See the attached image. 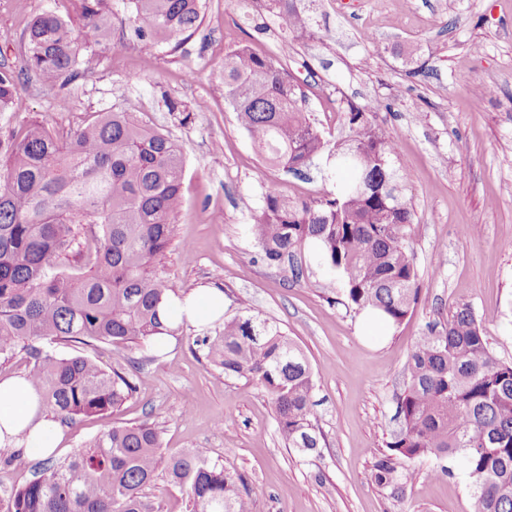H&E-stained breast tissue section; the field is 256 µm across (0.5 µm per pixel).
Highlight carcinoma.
<instances>
[{"label":"carcinoma","instance_id":"cac0c4a2","mask_svg":"<svg viewBox=\"0 0 512 512\" xmlns=\"http://www.w3.org/2000/svg\"><path fill=\"white\" fill-rule=\"evenodd\" d=\"M286 31L310 26L298 0H265ZM134 35L175 54L203 24L202 0H128ZM81 30L54 12L27 30L22 69L55 86L96 64L84 49L105 42L109 0H79ZM19 73L0 68V114ZM224 98L264 162L300 172L329 143L304 112L305 94L271 56L239 44L224 54ZM374 106L350 104L346 137L332 150L336 192L292 201L264 196L253 231L264 259L279 263L314 244L320 264L343 284L348 304L399 324L420 299L407 245L414 213L397 190L395 144L372 120ZM184 149L139 118L138 102L100 112L66 134L34 122L0 141V365L27 355L42 408L61 423L103 416L137 389L122 364L104 369L78 353L58 357L40 343L149 346L166 330L158 306L174 289L155 272L183 207ZM226 377H244L271 396L290 448H318L314 380L302 349L273 321L223 322L200 339ZM401 428L371 479L395 495L416 478L404 460L429 457L434 475L459 468L471 479V512H512V363L491 352L472 309L457 308L417 340L398 396ZM164 469L186 494V512H252L241 479L205 448L164 451L161 431L142 421L112 427L64 460L46 459L25 486L0 499L3 512H161L152 496Z\"/></svg>","mask_w":512,"mask_h":512}]
</instances>
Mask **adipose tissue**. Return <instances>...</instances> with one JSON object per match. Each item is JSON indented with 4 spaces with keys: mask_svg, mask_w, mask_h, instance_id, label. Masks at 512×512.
<instances>
[{
    "mask_svg": "<svg viewBox=\"0 0 512 512\" xmlns=\"http://www.w3.org/2000/svg\"><path fill=\"white\" fill-rule=\"evenodd\" d=\"M160 317L168 326L210 327L224 316V293L202 286L184 295L163 301ZM62 438L61 425L47 416L40 397L26 374L0 377V447L25 446L31 453L52 454Z\"/></svg>",
    "mask_w": 512,
    "mask_h": 512,
    "instance_id": "obj_1",
    "label": "adipose tissue"
}]
</instances>
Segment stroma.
Instances as JSON below:
<instances>
[{
  "label": "stroma",
  "instance_id": "35a3bbf8",
  "mask_svg": "<svg viewBox=\"0 0 512 512\" xmlns=\"http://www.w3.org/2000/svg\"><path fill=\"white\" fill-rule=\"evenodd\" d=\"M203 2L200 30L171 55L146 50L126 0H111L122 53L96 46V66L62 86L23 74L0 116V140L35 119L64 134L138 100L186 154L184 206L158 275L181 292L218 286L225 317L269 319L298 343L313 372L321 445L311 455L286 447L266 390L224 377L198 345L200 331L185 327L164 352L89 348L107 368L132 362L138 390L113 413L63 427L55 458L112 426L147 420L165 448L208 449L241 475L253 512H469L461 471L436 478L433 460H416L419 476L399 497L370 473L400 427L396 398L429 326L470 306L496 357L512 362V0H301L315 32L304 42L262 0ZM47 11L82 24L78 0H0V67L20 70L25 30ZM237 44L282 61L329 140L345 135L347 103L381 102L374 120L396 142L399 189L414 210L408 241L421 298L402 323L365 325L314 246L294 263L264 259L251 227L268 185L316 199L335 191L336 170L324 153L298 175L263 162L220 90L224 54ZM170 100L192 108L191 117L168 111ZM200 100L206 110L194 111Z\"/></svg>",
  "mask_w": 512,
  "mask_h": 512
}]
</instances>
